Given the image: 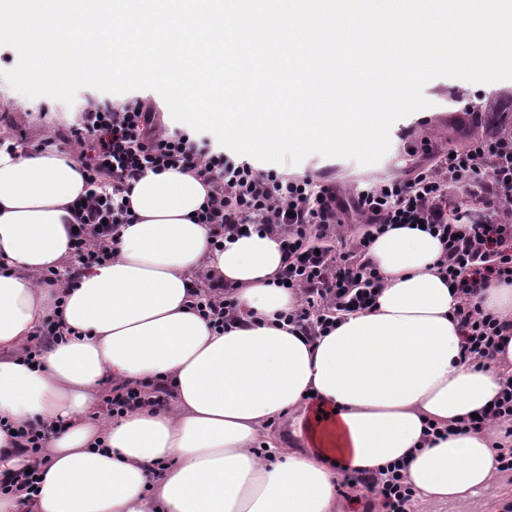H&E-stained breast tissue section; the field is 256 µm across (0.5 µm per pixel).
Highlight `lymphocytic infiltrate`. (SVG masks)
I'll return each mask as SVG.
<instances>
[{"mask_svg": "<svg viewBox=\"0 0 512 512\" xmlns=\"http://www.w3.org/2000/svg\"><path fill=\"white\" fill-rule=\"evenodd\" d=\"M484 137L456 149L435 165L405 180L380 182L353 195L309 177L260 171L248 162L199 145L188 133L160 126L142 100L114 106L89 102L68 128L64 144L73 146L87 191L69 211L76 227L73 271L111 260L116 235L128 221L122 192L147 171L177 169L212 187L197 214L212 244L223 247L242 232L277 235L286 256L280 281L298 291L299 305L284 315L307 338L332 329L339 314L369 309L384 286L381 272L367 259L375 239L401 225H416L439 239L443 256L437 271L458 297L455 319L461 361H493L512 339V319L477 304L495 282L512 283V132L501 119L470 108ZM475 199L474 209L456 205L459 191ZM362 225L358 238L350 225ZM194 309L215 328L233 324L237 303L223 282L207 277L195 292ZM168 390L154 384L109 387L103 396L108 416L165 403ZM393 464L352 479L375 494L382 512H409L413 494Z\"/></svg>", "mask_w": 512, "mask_h": 512, "instance_id": "lymphocytic-infiltrate-1", "label": "lymphocytic infiltrate"}]
</instances>
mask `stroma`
I'll list each match as a JSON object with an SVG mask.
<instances>
[{
	"label": "stroma",
	"instance_id": "35a3bbf8",
	"mask_svg": "<svg viewBox=\"0 0 512 512\" xmlns=\"http://www.w3.org/2000/svg\"><path fill=\"white\" fill-rule=\"evenodd\" d=\"M428 108L397 121L390 131V148L376 164L363 166L350 159L306 157L299 164H278L279 172L329 179L343 192L366 187L373 181H391L411 176L416 162L424 160V148L446 152L462 143V128L469 125V106L494 112L512 119V81L475 84L461 79L440 77L424 87ZM139 98L156 112L166 127L177 128L162 96L150 89L122 94L104 93L92 88L78 92L73 104L49 98H29L0 79V138H11L26 146H34L44 138L60 137L67 132L78 108L87 100L107 101L120 106Z\"/></svg>",
	"mask_w": 512,
	"mask_h": 512
}]
</instances>
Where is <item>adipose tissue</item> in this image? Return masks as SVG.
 Segmentation results:
<instances>
[{"mask_svg": "<svg viewBox=\"0 0 512 512\" xmlns=\"http://www.w3.org/2000/svg\"><path fill=\"white\" fill-rule=\"evenodd\" d=\"M84 192L68 153L0 152V474L23 464L7 426L57 427L35 493L0 494V512H348L341 474L394 462L412 512H470L498 482L501 428L424 435L487 410L512 370V340L494 362L460 361L437 238L407 226L379 236L375 307L310 342L280 319L300 297L277 284L278 236L214 249L196 218L207 188L175 169L132 183L112 261L65 289L43 283L73 258L67 207ZM202 270L233 289V327L192 309ZM52 312L72 334L30 363L19 351ZM110 383H156L174 401L108 418L97 408ZM311 392L325 417L308 415ZM298 414L310 448L278 447L268 424Z\"/></svg>", "mask_w": 512, "mask_h": 512, "instance_id": "adipose-tissue-1", "label": "adipose tissue"}]
</instances>
